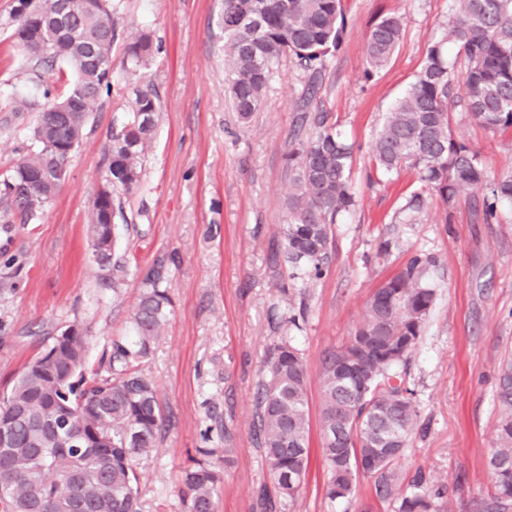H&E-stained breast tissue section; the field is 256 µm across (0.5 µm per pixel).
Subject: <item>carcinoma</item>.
<instances>
[{
    "mask_svg": "<svg viewBox=\"0 0 512 512\" xmlns=\"http://www.w3.org/2000/svg\"><path fill=\"white\" fill-rule=\"evenodd\" d=\"M65 28L49 17L33 31L18 20L14 44L24 53L43 89L33 140L37 149L4 180L15 207L30 219L60 191L70 154L78 148L92 114L110 93L112 46L123 40L121 71L149 68L159 47L151 31L125 33L117 4L90 8L72 0ZM344 0H224V86L242 120L266 104L268 85L282 61L293 59L304 76L297 125L288 137L287 213L282 249L274 253L291 269L289 278L322 274L334 224L356 205L350 177L353 145L318 105L327 61L346 28ZM404 18L382 17L366 44V73L383 69L399 47ZM466 62L460 91L448 46ZM69 103L67 111L53 108ZM460 108L493 133L512 130V0H451L443 35L431 41L423 65L387 113L370 146L376 168L386 174L416 171L419 187L401 212L417 213L438 196L446 206L462 188L482 185L487 174L480 153L454 135L450 115ZM160 111L149 84L134 91L130 109L112 124L105 185L112 224L92 205L88 232L103 245L126 221L117 193L137 190L143 161ZM489 183V182H487ZM512 201V174L489 183L483 218L497 217ZM428 256L417 255L376 288L362 323L347 343L321 360V455L329 499L348 500L359 476L373 479V499L361 512L383 504L394 512H442L444 486L427 487L417 474L404 480L396 468L418 428L414 393L393 368L417 346L435 298L426 280ZM162 268L144 277L131 334L114 339L100 364L89 366L87 336L69 327L51 337L0 397V512H138L137 461L157 447L164 421L154 381L142 364L171 313L161 288ZM308 370L288 336L268 350L265 377L254 399L253 430L271 479L257 492L259 512H285L305 484L310 462ZM497 397L500 416L489 458L493 494L482 512H507L512 505V359L501 364ZM234 430L224 422V448H199L181 475V512H215L224 471L233 463Z\"/></svg>",
    "mask_w": 512,
    "mask_h": 512,
    "instance_id": "obj_1",
    "label": "carcinoma"
}]
</instances>
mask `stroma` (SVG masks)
<instances>
[{"instance_id":"35a3bbf8","label":"stroma","mask_w":512,"mask_h":512,"mask_svg":"<svg viewBox=\"0 0 512 512\" xmlns=\"http://www.w3.org/2000/svg\"><path fill=\"white\" fill-rule=\"evenodd\" d=\"M347 28L320 94V106L354 145L356 208L335 225L330 263L316 280H290L274 251L286 221L285 155L297 121L303 76L286 61L265 107L241 121L224 94L223 0H121L125 30L147 26L160 52L146 73L161 112L138 190L124 195L113 262L92 257L87 218L107 175L105 148L114 119L133 99L135 80L119 79L95 112L68 162L59 193L21 220L0 184V392L9 389L51 336L69 326L87 334L99 363L113 337L130 333L143 278L164 265L173 302L165 332L144 366L157 386L166 431L137 466L140 512H181L180 475L200 448H220L214 419L228 415L234 462L217 494V512H256L269 482L251 429L254 394L268 348L289 334L308 368L311 456L306 483L290 512H360L372 492L359 477L348 501L330 500L320 455V361L362 321L369 295L417 254L433 258L436 289L407 366L419 429L398 462L402 476L423 473L448 488L444 512H479L492 476L487 466L500 406L499 368L512 357V205L485 223L484 187L439 198L410 221L395 222L416 186L413 171L386 175L369 145L386 112L420 70L429 43L450 18V0H346ZM18 0H0V181L31 153L40 99L13 46ZM404 18L399 48L366 77V42L384 15ZM454 134L480 151L489 179L512 171V132L493 133L468 113L451 115ZM391 240L389 251L380 244ZM297 326H288L289 317Z\"/></svg>"}]
</instances>
